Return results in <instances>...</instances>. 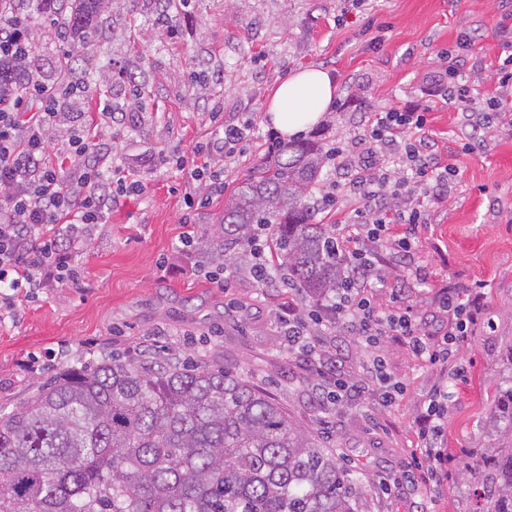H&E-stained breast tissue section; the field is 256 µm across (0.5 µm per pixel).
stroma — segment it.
Returning <instances> with one entry per match:
<instances>
[{"instance_id": "35a3bbf8", "label": "stroma", "mask_w": 512, "mask_h": 512, "mask_svg": "<svg viewBox=\"0 0 512 512\" xmlns=\"http://www.w3.org/2000/svg\"><path fill=\"white\" fill-rule=\"evenodd\" d=\"M158 0H109L95 18L98 37L85 46L33 28L35 63L47 84L61 78L66 53L74 78L93 77L96 93L73 99L96 126L100 101L111 100L126 121L98 128L102 165L120 164L143 194L114 203L78 260L76 286L53 285L17 303L0 322V409H15L56 372L109 352L136 360L141 345L158 354L206 360L247 378L299 424L318 431L346 467L369 475L394 471L416 445L412 420L419 395L438 383L437 368L400 347L387 351L390 371L408 393L399 406L375 410L355 402L330 406L316 397L315 370L284 349L279 321L288 289L237 280L217 288L201 272L203 240L224 211L223 193L186 212L185 185L173 164L225 127L251 122L253 138L224 166L232 190L279 138L267 105L278 80L303 68L327 71L336 96L308 139L353 140L373 113L430 107L429 128L442 161L455 175L444 199L428 203L414 263L428 276L414 300L431 317L432 289L486 284L485 310L469 324L458 358L465 368L448 388L444 454L469 460L493 447L489 413L508 384L512 355V95L488 128L465 113L435 105L433 77L445 52L475 36L464 80L493 88L504 48L505 7L498 0H174L160 17ZM190 225H183L182 217ZM194 243H181L185 230ZM442 490L423 485L415 496L366 483L371 512H481L476 479L452 468Z\"/></svg>"}]
</instances>
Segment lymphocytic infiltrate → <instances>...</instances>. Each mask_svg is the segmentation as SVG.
<instances>
[{
  "mask_svg": "<svg viewBox=\"0 0 512 512\" xmlns=\"http://www.w3.org/2000/svg\"><path fill=\"white\" fill-rule=\"evenodd\" d=\"M56 0H35L33 9L0 16V65L13 78L0 83V319L13 314L18 300L50 285L75 284L74 263L98 226L109 223L112 202L142 185L117 178L115 170L93 160L96 141L89 129L73 123L60 109L79 96L80 86L68 83L49 90L33 64L34 15H50L56 35L65 25L56 18ZM460 57L449 58L434 77L447 104L481 103L490 111L498 94L512 91V55L498 70L497 95L485 96L459 80ZM426 110L396 108L375 113L361 138L364 153L354 156L344 144L332 152L339 166L362 169L350 192L356 202L336 226L351 266L349 287L338 289L333 307L336 319L363 351L362 373L352 378L341 360L320 371V397L339 405L368 397L390 409L405 396L403 382L393 376L385 359L387 345L405 348L421 363L440 369L455 368L457 349L465 340L468 323L485 309L480 288H443L434 294L436 331L419 320L411 295L401 293L396 305L385 307L376 289L388 280L379 261L387 251L411 264L418 247L416 230L424 219L423 202L448 188L452 174L444 163L429 159ZM247 134L240 127L225 128L219 140L195 147L191 159L181 160L179 171L192 180L209 179L211 189L223 191L224 180L211 168ZM289 354L306 363L321 361L315 327L324 320L317 312L302 313L296 304L281 317ZM448 386L438 383L422 395L413 420L418 452L408 466L381 479V487L417 489L419 483L439 484L446 468L440 451L448 420Z\"/></svg>",
  "mask_w": 512,
  "mask_h": 512,
  "instance_id": "f902f5d3",
  "label": "lymphocytic infiltrate"
}]
</instances>
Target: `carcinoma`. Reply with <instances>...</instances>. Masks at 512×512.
<instances>
[{
  "mask_svg": "<svg viewBox=\"0 0 512 512\" xmlns=\"http://www.w3.org/2000/svg\"><path fill=\"white\" fill-rule=\"evenodd\" d=\"M104 0H77L69 33L94 35ZM315 140L271 144L224 200L211 259L270 248L280 281L329 306L349 276ZM501 442L467 462L485 474L484 512H512V387L491 411ZM365 484L319 435L246 379L175 357L104 355L66 368L0 412V512H369Z\"/></svg>",
  "mask_w": 512,
  "mask_h": 512,
  "instance_id": "carcinoma-1",
  "label": "carcinoma"
}]
</instances>
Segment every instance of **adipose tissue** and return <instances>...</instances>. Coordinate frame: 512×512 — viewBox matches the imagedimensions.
<instances>
[{
  "label": "adipose tissue",
  "instance_id": "1",
  "mask_svg": "<svg viewBox=\"0 0 512 512\" xmlns=\"http://www.w3.org/2000/svg\"><path fill=\"white\" fill-rule=\"evenodd\" d=\"M336 88L330 75L306 68L277 82L267 111L270 121L285 135L295 136L322 120Z\"/></svg>",
  "mask_w": 512,
  "mask_h": 512
}]
</instances>
